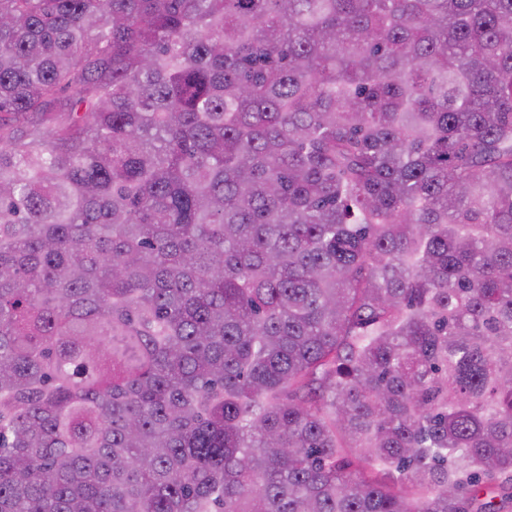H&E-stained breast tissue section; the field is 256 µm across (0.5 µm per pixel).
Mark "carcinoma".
<instances>
[{
  "label": "carcinoma",
  "instance_id": "1",
  "mask_svg": "<svg viewBox=\"0 0 512 512\" xmlns=\"http://www.w3.org/2000/svg\"><path fill=\"white\" fill-rule=\"evenodd\" d=\"M0 512H512V0H0Z\"/></svg>",
  "mask_w": 512,
  "mask_h": 512
}]
</instances>
